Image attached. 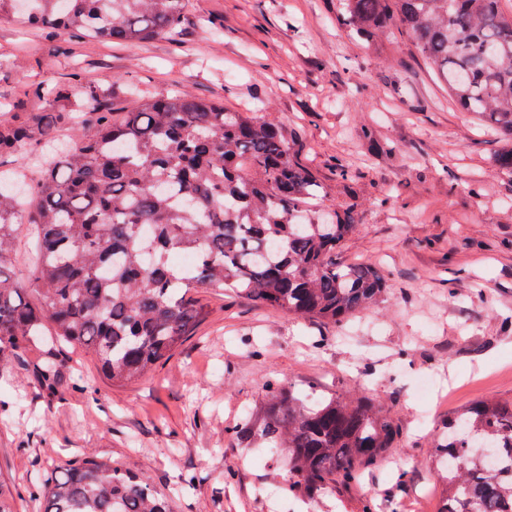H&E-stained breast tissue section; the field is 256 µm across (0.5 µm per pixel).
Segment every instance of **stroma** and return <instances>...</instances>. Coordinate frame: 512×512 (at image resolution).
Here are the masks:
<instances>
[{
	"mask_svg": "<svg viewBox=\"0 0 512 512\" xmlns=\"http://www.w3.org/2000/svg\"><path fill=\"white\" fill-rule=\"evenodd\" d=\"M181 33L109 44L0 20V103L24 122L42 109V85L112 77L261 109L292 135L327 203L354 206L339 260L384 269L386 290L341 327L201 291L207 317L126 383L68 348L57 388L43 390L46 350L24 346L0 382V478L17 512H40L44 479L87 452L150 476L172 512H362L366 500L390 512L394 498L399 512H436L431 436L477 402L512 401V177L492 163L505 138L450 102L407 34L352 38L337 0H189ZM271 379L319 400L367 398L401 426L399 448L351 488L271 505L263 491L284 483L286 455L236 432L261 417Z\"/></svg>",
	"mask_w": 512,
	"mask_h": 512,
	"instance_id": "35a3bbf8",
	"label": "stroma"
}]
</instances>
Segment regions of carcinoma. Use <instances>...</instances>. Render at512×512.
Listing matches in <instances>:
<instances>
[{
	"mask_svg": "<svg viewBox=\"0 0 512 512\" xmlns=\"http://www.w3.org/2000/svg\"><path fill=\"white\" fill-rule=\"evenodd\" d=\"M186 0H0V19L112 43L176 40ZM348 31L368 43L408 34L464 112L509 136L495 165L512 176V5L506 0H338ZM115 79L75 90L44 85L48 111L27 123L0 116V155L49 156L30 175L0 173V378L21 345L61 341L93 357L114 383L166 361L207 315L197 298L218 288L304 320L341 323L385 290L372 265H342L336 250L355 227L352 206L296 158L288 132L256 112H230L186 91L133 108ZM23 236L35 241L37 303L13 276ZM196 255L190 267L168 261ZM55 389L58 370L38 366ZM288 450L283 489L350 486L399 447L398 425L369 401L306 407L268 383L263 424L240 427ZM443 474L437 512H512V402L456 414L431 440ZM43 512H171L149 476L85 456L41 488Z\"/></svg>",
	"mask_w": 512,
	"mask_h": 512,
	"instance_id": "cac0c4a2",
	"label": "carcinoma"
}]
</instances>
